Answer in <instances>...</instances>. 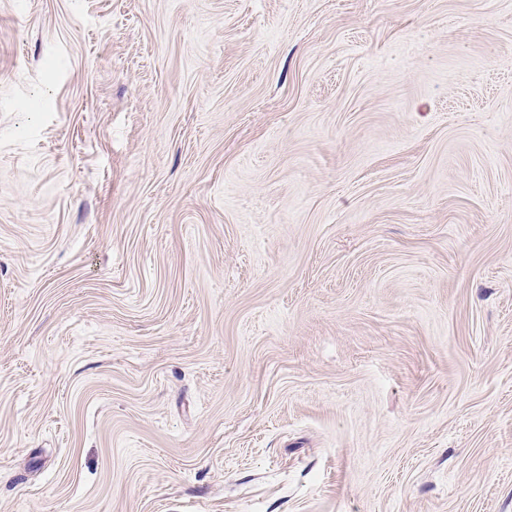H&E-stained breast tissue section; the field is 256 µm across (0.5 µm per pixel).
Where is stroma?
<instances>
[{
	"instance_id": "35a3bbf8",
	"label": "stroma",
	"mask_w": 512,
	"mask_h": 512,
	"mask_svg": "<svg viewBox=\"0 0 512 512\" xmlns=\"http://www.w3.org/2000/svg\"><path fill=\"white\" fill-rule=\"evenodd\" d=\"M0 512H512V0H0Z\"/></svg>"
}]
</instances>
